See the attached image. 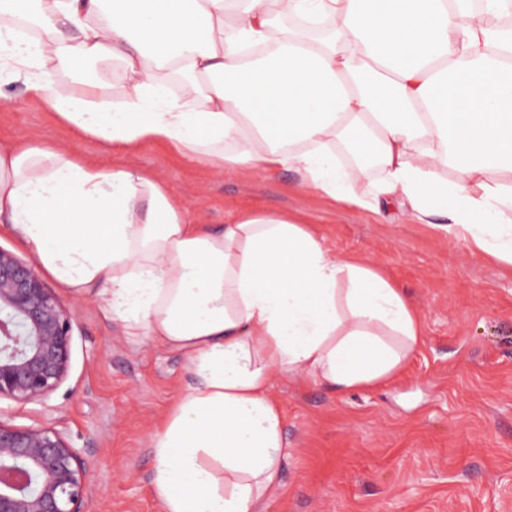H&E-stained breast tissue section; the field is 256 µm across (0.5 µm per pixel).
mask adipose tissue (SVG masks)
I'll return each mask as SVG.
<instances>
[{"instance_id":"ef3b65f1","label":"adipose tissue","mask_w":512,"mask_h":512,"mask_svg":"<svg viewBox=\"0 0 512 512\" xmlns=\"http://www.w3.org/2000/svg\"><path fill=\"white\" fill-rule=\"evenodd\" d=\"M81 61L111 63L117 99ZM4 85L104 154L291 169L512 266V0H0ZM0 223L59 288L186 356L195 382L149 435L162 512H254L280 487L275 377L368 389L423 341L404 289L288 211L194 224L129 164L0 143Z\"/></svg>"}]
</instances>
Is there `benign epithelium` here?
<instances>
[{
    "label": "benign epithelium",
    "mask_w": 512,
    "mask_h": 512,
    "mask_svg": "<svg viewBox=\"0 0 512 512\" xmlns=\"http://www.w3.org/2000/svg\"><path fill=\"white\" fill-rule=\"evenodd\" d=\"M77 319L36 270L0 248V399L42 403L65 380ZM88 469L60 432L0 420V512H87Z\"/></svg>",
    "instance_id": "7a95c632"
}]
</instances>
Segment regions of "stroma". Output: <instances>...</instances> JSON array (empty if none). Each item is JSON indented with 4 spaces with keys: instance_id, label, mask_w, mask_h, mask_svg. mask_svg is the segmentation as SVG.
I'll list each match as a JSON object with an SVG mask.
<instances>
[{
    "instance_id": "stroma-1",
    "label": "stroma",
    "mask_w": 512,
    "mask_h": 512,
    "mask_svg": "<svg viewBox=\"0 0 512 512\" xmlns=\"http://www.w3.org/2000/svg\"><path fill=\"white\" fill-rule=\"evenodd\" d=\"M27 139L95 160L34 97H0V142ZM113 161L155 172L196 224L277 206L404 288L424 341L379 386L349 394L280 376L272 393L290 456L258 512H512V267L405 216L334 205L291 171L214 170L158 143ZM77 303L66 380L46 404L0 400V420L61 432L85 459L89 512H161L148 435L193 377L186 357L127 339L92 297Z\"/></svg>"
}]
</instances>
